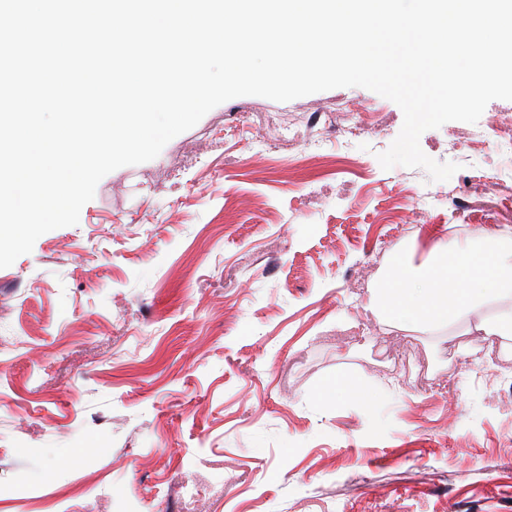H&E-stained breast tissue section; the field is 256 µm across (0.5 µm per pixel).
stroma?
Masks as SVG:
<instances>
[{
	"mask_svg": "<svg viewBox=\"0 0 512 512\" xmlns=\"http://www.w3.org/2000/svg\"><path fill=\"white\" fill-rule=\"evenodd\" d=\"M402 124L361 87L231 99L0 268V512H512V338L366 293L512 226V165L451 121L420 137L449 180L382 169Z\"/></svg>",
	"mask_w": 512,
	"mask_h": 512,
	"instance_id": "35a3bbf8",
	"label": "stroma"
}]
</instances>
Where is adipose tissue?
I'll return each instance as SVG.
<instances>
[{
	"mask_svg": "<svg viewBox=\"0 0 512 512\" xmlns=\"http://www.w3.org/2000/svg\"><path fill=\"white\" fill-rule=\"evenodd\" d=\"M373 312L394 326L436 330L483 312L484 335L512 336V229L487 227L476 237L441 239L418 266L397 265L388 284L373 289Z\"/></svg>",
	"mask_w": 512,
	"mask_h": 512,
	"instance_id": "ef3b65f1",
	"label": "adipose tissue"
}]
</instances>
